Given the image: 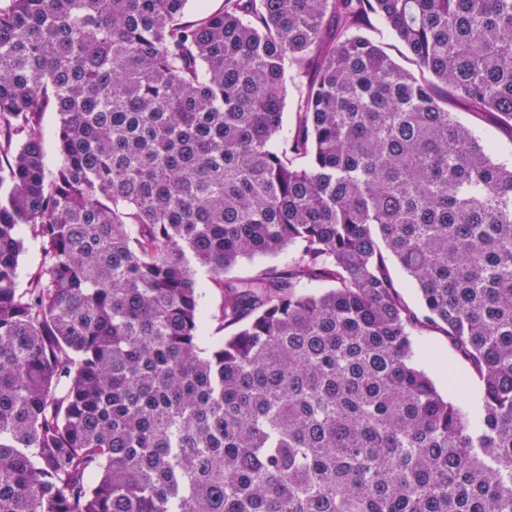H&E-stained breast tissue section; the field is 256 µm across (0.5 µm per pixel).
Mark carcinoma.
<instances>
[{
	"instance_id": "cac0c4a2",
	"label": "carcinoma",
	"mask_w": 512,
	"mask_h": 512,
	"mask_svg": "<svg viewBox=\"0 0 512 512\" xmlns=\"http://www.w3.org/2000/svg\"><path fill=\"white\" fill-rule=\"evenodd\" d=\"M187 4L0 8V512H512V0ZM456 112L461 121L472 125L477 134L484 141H492L496 146V157L501 160H512V138L506 130L499 129L489 123L480 122L473 119L464 109L463 105L458 103L455 105ZM44 140L43 147L46 153L48 175L51 177L56 173L58 167L56 133L58 127V116L55 112H45L42 119ZM389 272L398 293L401 295L406 305L411 310L418 312L420 308V299L416 288L408 282L405 274L396 264L392 262L389 263ZM198 286L202 294V305L207 313V319L203 325V334L205 336H224V331L218 332V322L209 320L210 315L218 314L224 304V295L220 288H216L209 281L204 272H199ZM418 339L425 341L427 352L417 358V363L430 375L438 390L445 396L448 393L443 372L452 370L464 373L468 376V385L464 390L449 392L448 399L464 410L474 407L480 400L479 378L448 343L447 336L431 330Z\"/></svg>"
}]
</instances>
